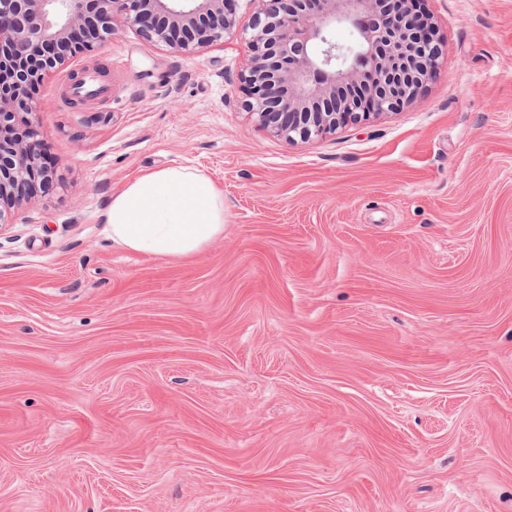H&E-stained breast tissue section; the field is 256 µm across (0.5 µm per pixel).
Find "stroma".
I'll use <instances>...</instances> for the list:
<instances>
[{"label":"stroma","instance_id":"1","mask_svg":"<svg viewBox=\"0 0 512 512\" xmlns=\"http://www.w3.org/2000/svg\"><path fill=\"white\" fill-rule=\"evenodd\" d=\"M423 3L415 102L306 142L247 110L248 0L223 42L126 26L44 78L54 174L0 219V512H512V0ZM170 166L223 236L119 250L112 195Z\"/></svg>","mask_w":512,"mask_h":512}]
</instances>
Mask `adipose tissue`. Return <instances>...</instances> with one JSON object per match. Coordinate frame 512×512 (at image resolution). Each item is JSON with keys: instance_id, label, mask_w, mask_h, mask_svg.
Segmentation results:
<instances>
[{"instance_id": "adipose-tissue-1", "label": "adipose tissue", "mask_w": 512, "mask_h": 512, "mask_svg": "<svg viewBox=\"0 0 512 512\" xmlns=\"http://www.w3.org/2000/svg\"><path fill=\"white\" fill-rule=\"evenodd\" d=\"M103 222L119 248L180 259L223 235L224 197L199 170L161 168L113 195Z\"/></svg>"}]
</instances>
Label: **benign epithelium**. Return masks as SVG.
I'll return each instance as SVG.
<instances>
[{
	"instance_id": "7a95c632",
	"label": "benign epithelium",
	"mask_w": 512,
	"mask_h": 512,
	"mask_svg": "<svg viewBox=\"0 0 512 512\" xmlns=\"http://www.w3.org/2000/svg\"><path fill=\"white\" fill-rule=\"evenodd\" d=\"M239 0H0V217L50 178L39 165L32 90L45 74L129 24L174 53L224 41ZM256 5L242 78L248 110L288 142L324 137L411 104L438 68L413 0H248ZM338 24L358 33L336 42Z\"/></svg>"
}]
</instances>
